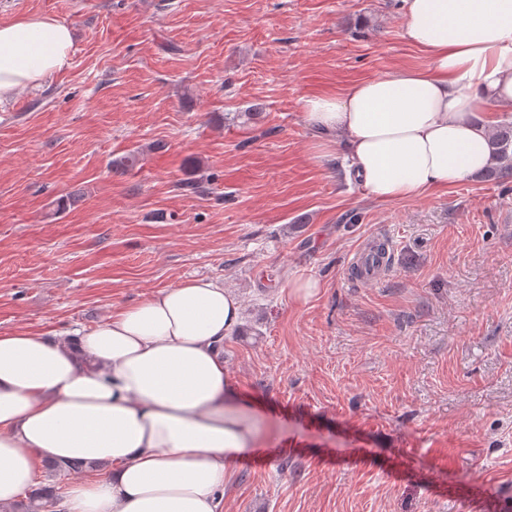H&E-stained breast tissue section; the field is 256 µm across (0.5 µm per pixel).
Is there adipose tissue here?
Instances as JSON below:
<instances>
[{
  "label": "adipose tissue",
  "mask_w": 512,
  "mask_h": 512,
  "mask_svg": "<svg viewBox=\"0 0 512 512\" xmlns=\"http://www.w3.org/2000/svg\"><path fill=\"white\" fill-rule=\"evenodd\" d=\"M404 35L425 69L363 80L303 104L365 193L409 199L492 163L479 117L512 104V0H403ZM52 17L0 22V101L71 63ZM242 305L200 278L112 312L89 331L0 333V505L36 481V462L109 463L78 477L60 512H223L237 461L255 446L224 364Z\"/></svg>",
  "instance_id": "obj_1"
}]
</instances>
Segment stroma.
Listing matches in <instances>:
<instances>
[{
  "label": "stroma",
  "instance_id": "stroma-1",
  "mask_svg": "<svg viewBox=\"0 0 512 512\" xmlns=\"http://www.w3.org/2000/svg\"><path fill=\"white\" fill-rule=\"evenodd\" d=\"M20 16L74 47L0 105V332L223 279L262 460L237 462L224 512H512V177L377 202L303 115L429 66L402 0H0ZM375 237L393 260L356 281Z\"/></svg>",
  "mask_w": 512,
  "mask_h": 512
}]
</instances>
